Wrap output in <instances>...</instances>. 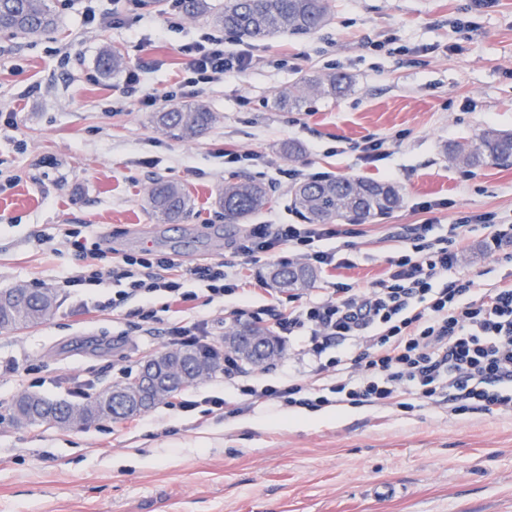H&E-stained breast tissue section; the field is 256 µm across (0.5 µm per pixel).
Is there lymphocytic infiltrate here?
I'll return each mask as SVG.
<instances>
[{"label": "lymphocytic infiltrate", "mask_w": 512, "mask_h": 512, "mask_svg": "<svg viewBox=\"0 0 512 512\" xmlns=\"http://www.w3.org/2000/svg\"><path fill=\"white\" fill-rule=\"evenodd\" d=\"M180 52L187 72L180 86L185 95L198 94L203 85L246 69L253 60L249 50L227 49L223 37L208 31ZM429 230V224L415 225L406 237L407 249L390 259L387 277L371 288L337 282L324 298L288 309L271 305L267 311L281 336L299 344L316 374L334 372L328 390L339 400L360 404L408 395L445 399L460 415L512 410V286L479 289L455 275L458 240L429 237ZM336 235L332 224H255L242 251L253 256L286 245L324 271L336 268V255L317 244ZM60 243L77 261L62 281L69 292L89 296L112 280L118 289L107 308L139 300L137 313L146 324L156 319L155 294L193 305L198 295L186 289L187 281L201 282L210 300L241 291L221 260L186 268L152 251L115 256L83 224L64 225ZM241 392L291 407L325 401L292 379L260 389L245 385Z\"/></svg>", "instance_id": "lymphocytic-infiltrate-1"}]
</instances>
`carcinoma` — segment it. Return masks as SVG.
Returning <instances> with one entry per match:
<instances>
[{"label": "carcinoma", "instance_id": "cac0c4a2", "mask_svg": "<svg viewBox=\"0 0 512 512\" xmlns=\"http://www.w3.org/2000/svg\"><path fill=\"white\" fill-rule=\"evenodd\" d=\"M182 9L189 16L210 15L211 23L226 31L252 40H265L278 33H313L329 18V0H224V9L210 13L208 0H182ZM54 24V15L47 0H0V31L23 37L38 36ZM125 59L116 48H107L97 59L101 75L109 76L121 69ZM345 77L331 74L319 78H301L288 92V101L298 104L308 94H336L344 89ZM216 116L202 104L172 106L157 116V124L182 138H194L215 122ZM449 158L463 168H477L488 163L506 162L512 158V133L486 128L475 137L456 144ZM273 198L265 187L251 179L233 176L218 190L217 203L224 214V223L238 224L252 214L270 206ZM292 204L311 224H324L338 217L367 220L389 214L400 207L399 189L388 182L367 179H309L296 185ZM152 211L165 223L180 221L191 207V196L184 186L158 182L149 194ZM278 288L288 291L311 284L314 273L309 268L282 264L272 273ZM57 305L55 293L46 288L24 293L15 287L0 293V329L20 330L48 320ZM246 331L263 338L274 347L273 356L282 355V347L271 330L261 324H250ZM179 362L186 369L202 366L211 375L218 367L213 358H201L191 347L177 353L165 352L145 366ZM143 399L138 382L133 381L106 389L78 404H67L80 411L85 420L132 417L140 412ZM62 408L57 402L35 394L19 397L13 405L12 419L23 415L28 422L57 424Z\"/></svg>", "mask_w": 512, "mask_h": 512}]
</instances>
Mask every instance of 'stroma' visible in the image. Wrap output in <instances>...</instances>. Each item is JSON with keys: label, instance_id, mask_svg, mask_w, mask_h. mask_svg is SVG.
Returning <instances> with one entry per match:
<instances>
[{"label": "stroma", "instance_id": "obj_1", "mask_svg": "<svg viewBox=\"0 0 512 512\" xmlns=\"http://www.w3.org/2000/svg\"><path fill=\"white\" fill-rule=\"evenodd\" d=\"M117 13L121 25L89 23L85 7ZM56 26L38 38L0 33V290L24 285L57 292L47 321L0 330V512H512V411L455 415L418 401L406 410L365 402L289 407L263 399L246 405L235 382L216 371L181 397L224 399L210 415L160 403L130 427L118 418L79 429L20 426L11 404L20 394L71 401L75 382L103 391L136 378L144 362L169 351L167 299H153L157 319L143 325L137 301L100 309L114 286L91 298L59 292L73 270L61 248L63 224H89L113 255L150 250L192 266L231 262L266 303L272 269L297 263L292 248L243 254L251 224H297L293 181L280 169L389 182L402 206L372 221L343 220V235L324 241L341 264L307 287L280 293L308 299L331 282L369 288L413 225L432 220V236L466 216L492 213L512 225V161L469 171L448 161L450 145L482 129L512 133V0L474 10L471 0H330L317 33L252 41L225 33L224 44L249 49L253 63L208 84L199 102L216 121L202 136H173L158 112L189 104L181 45L209 29L203 18L169 15L165 0H49ZM469 21L454 28L455 19ZM119 49L124 70L101 76L103 47ZM137 72L136 91L126 85ZM340 73L346 92L288 108L282 96L300 76ZM153 96L147 104L145 96ZM376 139L370 163L346 143ZM300 152L289 156V145ZM253 154L225 165L217 150ZM265 183L272 205L250 224H228L214 206L218 186L234 176ZM183 185L192 207L178 224H161L148 203L154 182ZM435 202L432 212L419 210ZM459 265L476 287L512 282V260L481 224L464 227ZM189 319L208 324L223 349L240 320L231 302L199 305ZM317 381L307 360L285 348L254 368L252 383Z\"/></svg>", "mask_w": 512, "mask_h": 512}]
</instances>
